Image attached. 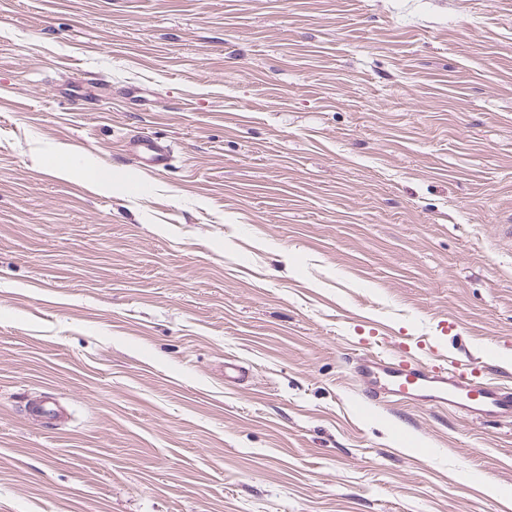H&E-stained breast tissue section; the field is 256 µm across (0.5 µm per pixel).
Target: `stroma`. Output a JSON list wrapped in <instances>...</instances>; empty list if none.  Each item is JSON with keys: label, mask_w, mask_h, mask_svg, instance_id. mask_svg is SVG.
I'll return each mask as SVG.
<instances>
[{"label": "stroma", "mask_w": 512, "mask_h": 512, "mask_svg": "<svg viewBox=\"0 0 512 512\" xmlns=\"http://www.w3.org/2000/svg\"><path fill=\"white\" fill-rule=\"evenodd\" d=\"M504 224L512 0H0V512H512V420L353 374L512 386ZM124 147L127 158L138 167L159 173L172 165L171 146L162 138L133 136L127 140ZM354 372L373 403L415 402L454 407L479 419H512V389L471 368L448 369V359L431 352L425 361L399 353L390 358L361 357Z\"/></svg>", "instance_id": "1"}]
</instances>
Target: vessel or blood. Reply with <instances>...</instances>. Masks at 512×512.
<instances>
[{
	"instance_id": "obj_1",
	"label": "vessel or blood",
	"mask_w": 512,
	"mask_h": 512,
	"mask_svg": "<svg viewBox=\"0 0 512 512\" xmlns=\"http://www.w3.org/2000/svg\"><path fill=\"white\" fill-rule=\"evenodd\" d=\"M124 151L137 166L156 173L169 168L173 161L170 144L159 137H131ZM354 372L365 398L373 403L415 402L453 407L479 419H512V388L471 368H449L447 358L437 352L424 361L403 354L365 356L357 360Z\"/></svg>"
}]
</instances>
